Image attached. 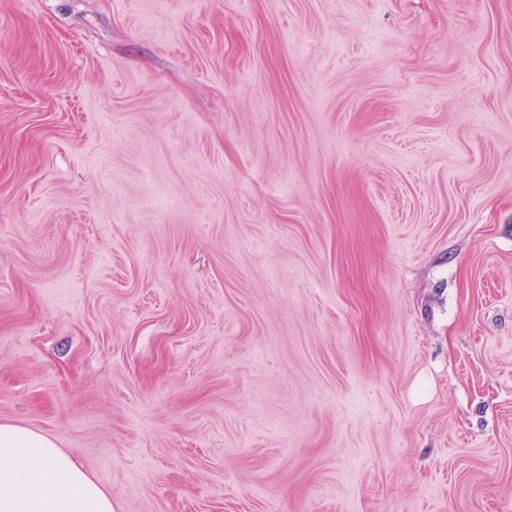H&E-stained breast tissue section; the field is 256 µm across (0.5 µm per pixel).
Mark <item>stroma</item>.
<instances>
[{
	"label": "stroma",
	"instance_id": "stroma-1",
	"mask_svg": "<svg viewBox=\"0 0 512 512\" xmlns=\"http://www.w3.org/2000/svg\"><path fill=\"white\" fill-rule=\"evenodd\" d=\"M0 423L114 512H512V0H0Z\"/></svg>",
	"mask_w": 512,
	"mask_h": 512
}]
</instances>
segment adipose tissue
I'll return each instance as SVG.
<instances>
[{
    "instance_id": "1",
    "label": "adipose tissue",
    "mask_w": 512,
    "mask_h": 512,
    "mask_svg": "<svg viewBox=\"0 0 512 512\" xmlns=\"http://www.w3.org/2000/svg\"><path fill=\"white\" fill-rule=\"evenodd\" d=\"M0 512H112V499L50 436L0 424Z\"/></svg>"
}]
</instances>
